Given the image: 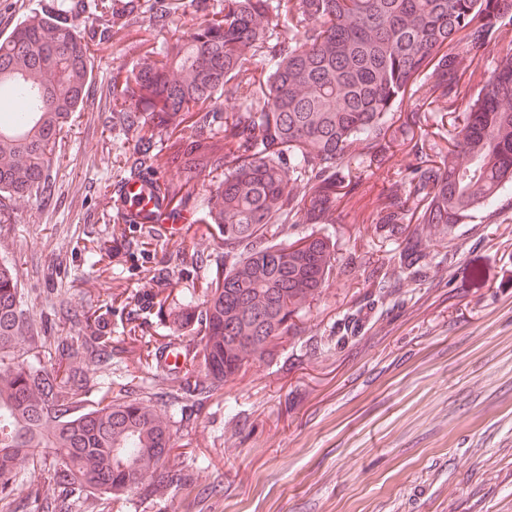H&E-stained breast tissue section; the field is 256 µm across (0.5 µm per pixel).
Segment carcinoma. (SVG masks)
Masks as SVG:
<instances>
[{"mask_svg": "<svg viewBox=\"0 0 512 512\" xmlns=\"http://www.w3.org/2000/svg\"><path fill=\"white\" fill-rule=\"evenodd\" d=\"M191 8L198 26L175 38L171 49L150 48L131 70L112 71V111L136 135L117 175L127 178L177 165L222 171L207 205L206 223L224 241L230 265L223 277L204 276L205 300L196 289L181 304L197 333L177 344L150 347L145 330L165 315L175 267H146L155 285L146 297L121 290V335L112 336L104 315L94 322L64 304L54 326L81 327L74 335L36 328L25 308L17 274L0 265V509L19 512L12 486L17 465L27 463L47 486L32 485L33 512H78L86 489L104 494L187 485L181 470L155 482L174 451L176 420L143 403L129 383L107 387L92 407L86 394L95 368L134 350L141 369L153 370L165 352L183 362L168 367L170 401H203L216 395L251 360L269 358L294 333V318L310 305L333 269L334 244L316 231L288 235L296 224H319L334 207L338 189L351 185L355 159L380 169L397 142L411 144L414 165L407 185L386 195L378 229L400 235L397 264L382 276H417L423 268L422 238L411 223L445 234L466 224L498 197L512 193V0H49L42 18L24 22L0 40V73L18 71L31 82L0 80V130L17 131L0 142V224L12 223L15 195H42L50 155L80 110L91 78L90 42H108L136 12L151 31L172 33L173 16ZM96 16L89 29L80 18ZM510 49L461 115V83L474 49L489 43ZM182 80L174 83L170 73ZM448 104L452 149L442 165L430 163L424 140L415 137L419 108L394 121L406 94ZM138 97L131 112L121 99ZM247 104L224 118L216 100ZM191 122L195 140L163 156L156 129ZM224 133V150L210 139ZM272 224L283 238L266 240ZM120 239L150 254L148 229Z\"/></svg>", "mask_w": 512, "mask_h": 512, "instance_id": "obj_1", "label": "carcinoma"}]
</instances>
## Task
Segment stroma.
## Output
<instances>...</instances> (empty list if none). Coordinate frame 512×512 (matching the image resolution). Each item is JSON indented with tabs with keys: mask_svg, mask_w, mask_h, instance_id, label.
Listing matches in <instances>:
<instances>
[{
	"mask_svg": "<svg viewBox=\"0 0 512 512\" xmlns=\"http://www.w3.org/2000/svg\"><path fill=\"white\" fill-rule=\"evenodd\" d=\"M129 31L91 45L84 110L63 130L47 194L14 197L0 224V261L17 270L33 317L60 299L87 311L114 288L152 284L138 254L113 238L109 188L134 136L112 125L113 69L141 56ZM412 157L394 145L385 168L353 166L321 233L352 270L330 276L296 318L273 360L249 363L221 397L183 408L169 467L191 486L159 500L128 495L110 512H512V195L428 239L426 273L380 280L398 245L375 224ZM219 179L174 168L169 188L191 214L180 238H156V259L177 264L180 287L224 265V244L201 217ZM111 252L91 263L88 241Z\"/></svg>",
	"mask_w": 512,
	"mask_h": 512,
	"instance_id": "stroma-1",
	"label": "stroma"
}]
</instances>
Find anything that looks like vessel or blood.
Here are the masks:
<instances>
[{
	"instance_id": "b4317fda",
	"label": "vessel or blood",
	"mask_w": 512,
	"mask_h": 512,
	"mask_svg": "<svg viewBox=\"0 0 512 512\" xmlns=\"http://www.w3.org/2000/svg\"><path fill=\"white\" fill-rule=\"evenodd\" d=\"M163 182L161 176L143 173L114 184L111 199L121 222L152 227L168 236L176 235L177 210Z\"/></svg>"
}]
</instances>
